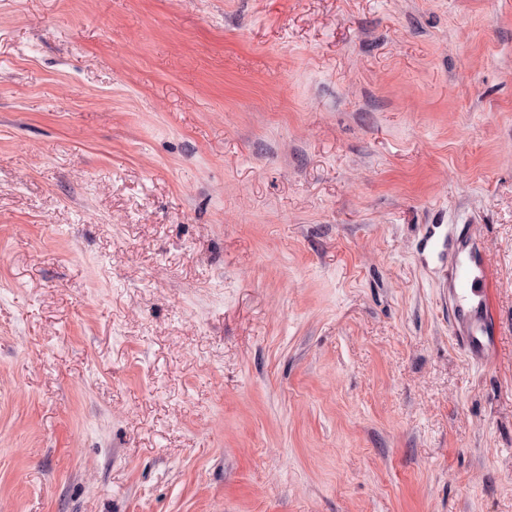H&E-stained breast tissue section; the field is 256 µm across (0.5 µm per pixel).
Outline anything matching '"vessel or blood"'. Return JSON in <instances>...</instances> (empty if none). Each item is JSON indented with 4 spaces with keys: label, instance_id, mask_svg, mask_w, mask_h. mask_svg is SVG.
Wrapping results in <instances>:
<instances>
[{
    "label": "vessel or blood",
    "instance_id": "b4317fda",
    "mask_svg": "<svg viewBox=\"0 0 512 512\" xmlns=\"http://www.w3.org/2000/svg\"><path fill=\"white\" fill-rule=\"evenodd\" d=\"M470 238L469 230L461 229L448 276V296L461 345L476 356L482 352L487 334L488 264L480 251L470 247Z\"/></svg>",
    "mask_w": 512,
    "mask_h": 512
}]
</instances>
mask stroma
<instances>
[{"label": "stroma", "instance_id": "1", "mask_svg": "<svg viewBox=\"0 0 512 512\" xmlns=\"http://www.w3.org/2000/svg\"><path fill=\"white\" fill-rule=\"evenodd\" d=\"M0 512H512V0H0ZM471 233L463 225L459 245L452 259L448 276V297L451 301L452 320L461 336L464 351L478 356L487 336L486 317L488 302V264L480 251L469 246Z\"/></svg>", "mask_w": 512, "mask_h": 512}]
</instances>
